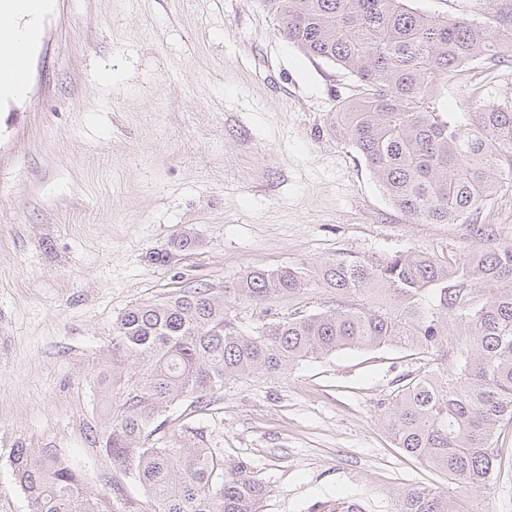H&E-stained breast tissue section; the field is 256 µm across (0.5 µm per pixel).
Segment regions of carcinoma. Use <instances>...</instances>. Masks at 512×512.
<instances>
[{"mask_svg": "<svg viewBox=\"0 0 512 512\" xmlns=\"http://www.w3.org/2000/svg\"><path fill=\"white\" fill-rule=\"evenodd\" d=\"M279 34L306 55L357 79L328 128L364 159L388 201L411 224H467L512 188V102L444 117L435 101L470 65L512 64V20L432 16L411 0H261ZM318 282L336 291L323 312L262 320L246 332L232 304L264 306L311 285L301 272L253 269L215 290L202 283L125 309L112 360L99 372L97 443L115 480L87 488L50 448H17L14 468L30 512H259L268 494L252 468L226 469L212 448L165 446L162 412L200 407L232 378L280 376L346 349L407 346L456 363L412 377L388 395L383 418L396 447L461 488L486 487L501 456L498 429L512 423V243L473 225L453 261L419 252L324 262ZM395 512H457L434 489H410Z\"/></svg>", "mask_w": 512, "mask_h": 512, "instance_id": "1", "label": "carcinoma"}]
</instances>
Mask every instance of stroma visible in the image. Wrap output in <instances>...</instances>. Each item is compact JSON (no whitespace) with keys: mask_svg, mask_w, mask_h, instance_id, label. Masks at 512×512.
<instances>
[{"mask_svg":"<svg viewBox=\"0 0 512 512\" xmlns=\"http://www.w3.org/2000/svg\"><path fill=\"white\" fill-rule=\"evenodd\" d=\"M413 5L479 20L512 10ZM27 70L23 94L0 101V512H30L17 448L56 449L95 490L111 479L94 445L97 374L131 305L255 268L310 274L346 254L449 260L471 241V225L410 224L391 206L327 127L355 78L289 44L260 0H50ZM474 223L512 242V190ZM185 230L195 246L171 251ZM335 301L312 287L271 313ZM425 366L388 346L230 380L208 409L167 408L168 438L249 463L268 488L261 512H394L411 488L448 492L460 512H512V424L481 489L458 488L388 434L383 400Z\"/></svg>","mask_w":512,"mask_h":512,"instance_id":"obj_1","label":"stroma"}]
</instances>
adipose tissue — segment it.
Listing matches in <instances>:
<instances>
[{"label": "adipose tissue", "instance_id": "ef3b65f1", "mask_svg": "<svg viewBox=\"0 0 512 512\" xmlns=\"http://www.w3.org/2000/svg\"><path fill=\"white\" fill-rule=\"evenodd\" d=\"M47 0H0V97L26 85L27 58Z\"/></svg>", "mask_w": 512, "mask_h": 512}]
</instances>
